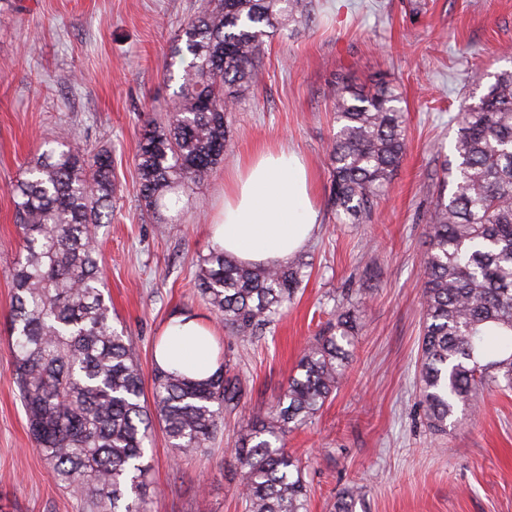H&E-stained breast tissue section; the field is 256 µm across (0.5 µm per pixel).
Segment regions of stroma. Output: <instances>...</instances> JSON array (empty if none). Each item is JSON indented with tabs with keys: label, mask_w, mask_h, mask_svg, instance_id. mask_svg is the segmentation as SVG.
Returning <instances> with one entry per match:
<instances>
[{
	"label": "stroma",
	"mask_w": 512,
	"mask_h": 512,
	"mask_svg": "<svg viewBox=\"0 0 512 512\" xmlns=\"http://www.w3.org/2000/svg\"><path fill=\"white\" fill-rule=\"evenodd\" d=\"M209 0H0V512H82L30 438L11 372L10 271L17 259L11 185L42 142L70 134L111 151L112 222L101 228L105 292L151 381L171 317L214 333L213 356L245 393L207 448L178 453L162 428L146 444L149 512H243L235 444L288 386L306 343L340 304L364 301L355 353L324 407L284 443L302 458L309 512L363 489L356 512H512V393L487 387L479 413L433 431L419 403L422 283L431 200L457 136L455 115L512 69V0H310L269 42L257 85L232 115L233 137L173 224L141 205L135 154L149 109L178 87L165 63L175 29ZM383 73L405 113L406 150L369 220L329 204L325 151L337 131L338 81ZM300 153L315 177L319 226L297 257L296 299L271 330L236 340L195 286L213 249L208 224L238 160L265 146Z\"/></svg>",
	"instance_id": "35a3bbf8"
}]
</instances>
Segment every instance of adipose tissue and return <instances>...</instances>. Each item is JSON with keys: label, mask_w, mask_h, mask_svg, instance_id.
<instances>
[{"label": "adipose tissue", "mask_w": 512, "mask_h": 512, "mask_svg": "<svg viewBox=\"0 0 512 512\" xmlns=\"http://www.w3.org/2000/svg\"><path fill=\"white\" fill-rule=\"evenodd\" d=\"M310 170L295 152L275 147L238 162L224 180V200L211 223L215 247L246 264H284L317 229ZM211 332L195 317L169 320L156 351L162 369L205 378L217 368Z\"/></svg>", "instance_id": "1"}]
</instances>
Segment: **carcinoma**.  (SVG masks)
I'll return each instance as SVG.
<instances>
[{
	"mask_svg": "<svg viewBox=\"0 0 512 512\" xmlns=\"http://www.w3.org/2000/svg\"><path fill=\"white\" fill-rule=\"evenodd\" d=\"M305 0H213L181 24L170 61L181 84L166 122L144 123L136 153L140 200L158 224L206 180L230 143L228 114L257 83L267 42ZM391 83H336L338 129L326 151L330 206L350 223L370 215L405 150V116ZM455 161L433 193L425 256L419 397L429 426L447 429L484 385L512 389V70L494 75L457 118ZM112 154L62 136L13 187L19 258L11 271V369L34 442L56 483L89 512H146L145 441L162 425L172 448H203L238 407L242 379H195L155 367L153 408L131 344L113 325L99 229L112 208ZM300 261L248 266L222 250L203 258L200 296L248 342L293 301ZM360 307L343 308L304 349L286 390L246 425L236 459L245 512H307L301 461L281 444L336 390L352 356ZM358 491L336 496L355 512Z\"/></svg>",
	"mask_w": 512,
	"mask_h": 512,
	"instance_id": "1",
	"label": "carcinoma"
}]
</instances>
